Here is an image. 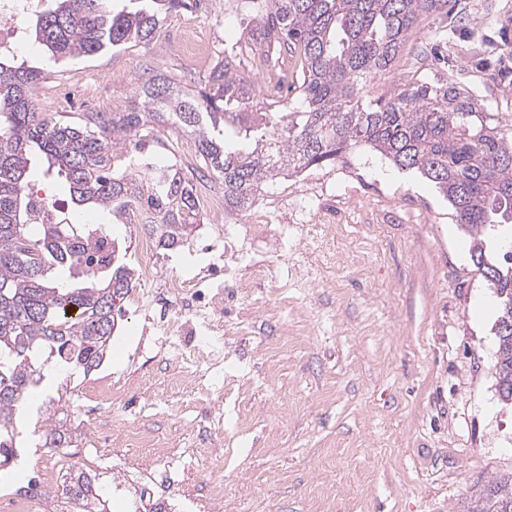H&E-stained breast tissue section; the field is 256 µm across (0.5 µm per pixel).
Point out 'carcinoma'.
I'll return each instance as SVG.
<instances>
[{
    "label": "carcinoma",
    "instance_id": "carcinoma-1",
    "mask_svg": "<svg viewBox=\"0 0 512 512\" xmlns=\"http://www.w3.org/2000/svg\"><path fill=\"white\" fill-rule=\"evenodd\" d=\"M34 15L26 34L55 59L93 56L126 45H149L163 17L193 12L202 0H129L116 12L108 0H56ZM256 22L254 45L235 44L211 68L206 90L190 95L161 72L147 76L138 104L123 112H87L77 124L37 111L32 86L42 69L0 54V467L20 436L19 415L53 368L89 372L106 358L133 288L135 269L119 244L95 256L85 243L106 237L100 224L60 215L36 222L27 174L39 155L45 173L63 178L76 208L93 205L119 224H139L166 249L194 230L200 214L198 169L145 161L140 177L114 172L121 146L140 150L142 131L174 127L195 135L202 168L224 183V206L250 208L261 186L334 163L365 146L401 170H415L448 199L470 236L478 273L498 302L493 366L500 399L512 402V251L486 253L485 237L512 224V117L481 108L452 83H421L365 100L366 88L391 72L419 16L441 13L448 0H226ZM260 52L267 73L294 60L304 109L268 95L262 103L241 63ZM249 145L225 142L223 126ZM73 433L49 425L45 448L71 446ZM57 487L70 512H98L99 495L79 470ZM466 512H512V475L479 488Z\"/></svg>",
    "mask_w": 512,
    "mask_h": 512
}]
</instances>
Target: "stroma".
Listing matches in <instances>:
<instances>
[{
    "mask_svg": "<svg viewBox=\"0 0 512 512\" xmlns=\"http://www.w3.org/2000/svg\"><path fill=\"white\" fill-rule=\"evenodd\" d=\"M191 29L216 60L225 46L256 36L250 14L209 0L208 10L167 15L152 45L51 65L44 84L52 96L39 109L74 120L119 112L155 71L199 93L208 69L187 73L172 50ZM411 43L427 60L404 54L369 93L451 82L485 111L512 115V0H449L447 13L420 17ZM187 140L167 129L145 142L155 160L194 166ZM258 212L285 225V235H246ZM326 216L336 223L334 240L300 233ZM212 222L201 214L179 247L160 250L164 276L188 277L207 265ZM222 224L225 255L276 259L309 276L265 296L274 324L251 313L250 297L225 292V319L250 321L247 335L224 339L226 368L243 378V389L224 393L233 434L221 456L186 461L180 512H207L217 466L224 512H465L478 485L512 473V405L501 401L492 371L497 298L472 260L460 258L469 237L432 182L359 146L336 163L266 183L252 208L226 214ZM122 307L102 369L147 384L150 399L130 422L172 448L198 444L202 432H186L166 411L176 395L164 384L165 363L148 358L150 324L131 300ZM84 384L80 372L53 374L31 405L51 403L65 420ZM125 456L148 462L153 451L77 449L57 461L94 475L107 512H132L116 491Z\"/></svg>",
    "mask_w": 512,
    "mask_h": 512,
    "instance_id": "stroma-1",
    "label": "stroma"
}]
</instances>
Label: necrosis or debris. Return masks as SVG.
<instances>
[{
  "label": "necrosis or debris",
  "mask_w": 512,
  "mask_h": 512,
  "mask_svg": "<svg viewBox=\"0 0 512 512\" xmlns=\"http://www.w3.org/2000/svg\"><path fill=\"white\" fill-rule=\"evenodd\" d=\"M43 0H0V52H13L21 41L27 20L42 7ZM139 280L143 286L136 297L155 334L152 344L163 353L170 369V389L184 396H211L224 388V362L221 344L225 336L242 333V322L225 324L224 293L204 294V287L221 278L231 282L240 293H249L254 285L279 284V266L272 260H260L242 269L221 265L219 255H212L205 271L192 278L159 279V257L151 239H142L137 254ZM125 402V384L99 376L89 380L78 395L73 412V427L80 432L87 448L111 446L113 442L134 439L129 427L113 434L100 432L96 418L111 414ZM186 449L170 452L160 449L156 463L149 468H127L123 481L150 512H172Z\"/></svg>",
  "instance_id": "obj_1"
}]
</instances>
